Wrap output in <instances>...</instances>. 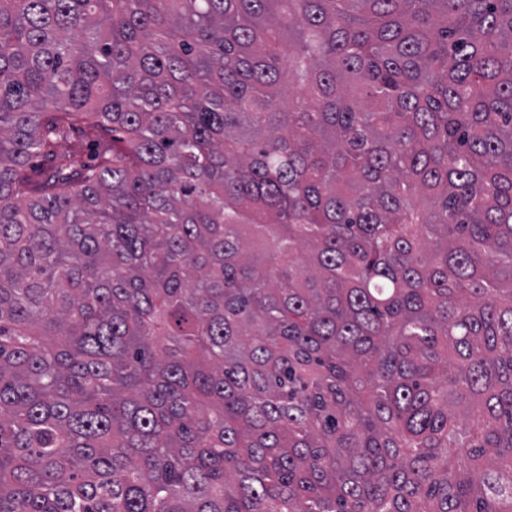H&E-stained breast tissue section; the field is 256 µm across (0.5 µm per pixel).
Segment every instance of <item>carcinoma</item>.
<instances>
[{
	"label": "carcinoma",
	"instance_id": "carcinoma-1",
	"mask_svg": "<svg viewBox=\"0 0 512 512\" xmlns=\"http://www.w3.org/2000/svg\"><path fill=\"white\" fill-rule=\"evenodd\" d=\"M0 512H512V0H0ZM72 136L68 140L61 141L57 150L60 153H76L77 160L80 162H89L90 157L94 154V146L90 145L91 138L89 137V130L85 128V125L80 124L77 126Z\"/></svg>",
	"mask_w": 512,
	"mask_h": 512
}]
</instances>
